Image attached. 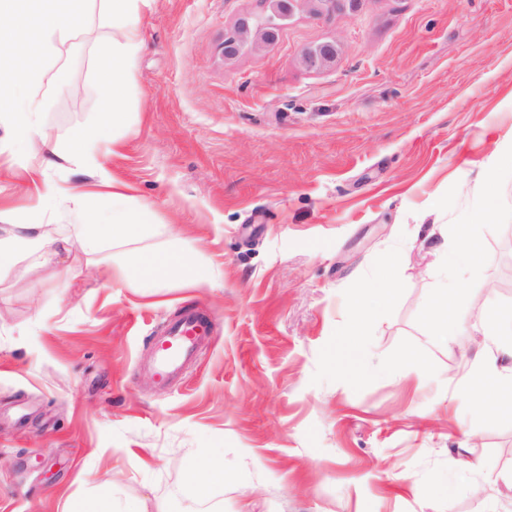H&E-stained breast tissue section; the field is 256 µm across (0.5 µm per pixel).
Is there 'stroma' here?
<instances>
[{"mask_svg": "<svg viewBox=\"0 0 512 512\" xmlns=\"http://www.w3.org/2000/svg\"><path fill=\"white\" fill-rule=\"evenodd\" d=\"M263 0H153L105 167L150 203L210 283L179 269L152 294L103 286L130 249L78 241L0 269V512H512V414L453 397L464 360L487 356V309L512 308V172L479 192L512 138V0H361L300 12L270 43L225 57ZM101 0L48 53L33 93L65 140L104 112L95 69L110 37ZM332 41L335 65L304 67ZM96 190L61 160L33 177L0 153V222L80 223L43 195ZM472 225L485 260L463 270V335L433 339L425 305L450 228ZM390 303L361 347L351 297L389 254ZM216 316L172 385L151 378L154 336L178 311ZM420 351L424 366L401 362ZM470 461L464 471L448 458ZM229 477L199 499L187 466ZM495 482H487V473ZM447 484L448 492L435 488ZM508 165L512 168V139L501 142L497 147L485 169L482 186L487 187L494 181L497 173Z\"/></svg>", "mask_w": 512, "mask_h": 512, "instance_id": "1", "label": "stroma"}]
</instances>
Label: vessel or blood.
I'll use <instances>...</instances> for the list:
<instances>
[{
  "instance_id": "obj_1",
  "label": "vessel or blood",
  "mask_w": 512,
  "mask_h": 512,
  "mask_svg": "<svg viewBox=\"0 0 512 512\" xmlns=\"http://www.w3.org/2000/svg\"><path fill=\"white\" fill-rule=\"evenodd\" d=\"M212 333L213 320L204 312H181L153 342L152 368L157 380L165 382L175 377Z\"/></svg>"
}]
</instances>
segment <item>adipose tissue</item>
<instances>
[{
	"mask_svg": "<svg viewBox=\"0 0 512 512\" xmlns=\"http://www.w3.org/2000/svg\"><path fill=\"white\" fill-rule=\"evenodd\" d=\"M87 0H0V124L6 125L11 138L0 141V150L20 147L18 162L28 167L30 158L42 165H53L59 153L98 178L105 198L112 201V217L102 220L91 205L88 191L73 188L67 201L83 214V223L74 225L66 236L48 225L12 224L0 232V266L23 252L38 251L50 256L66 249L71 238H78L91 254L101 250L105 241L127 242L158 233L151 209L140 205L139 220H132V196L128 187L105 168L97 151L99 143L111 141L120 146V136L129 126V115L123 110L125 89L131 78L135 56L143 48L141 20L152 0H102L107 19L112 24L111 38L97 49L98 75L107 92V110L99 121L73 128L64 141H52L43 133L42 104L30 87L41 83L44 71L40 55L47 46L65 45L80 27ZM184 257L178 252L133 253L130 266L117 265L104 271L106 281H121L135 273L136 284L144 291L158 287L174 270L182 268ZM398 266L396 256H387L375 274V285L356 289L351 301L356 311L345 331L350 344H359L369 317L370 299L386 303L392 298L391 283ZM460 283L456 276L444 277L428 304L429 323L435 336L447 339L465 330L458 308ZM470 387L476 409L512 408V365H497L492 360H477L467 366L462 376Z\"/></svg>",
	"mask_w": 512,
	"mask_h": 512,
	"instance_id": "1",
	"label": "adipose tissue"
}]
</instances>
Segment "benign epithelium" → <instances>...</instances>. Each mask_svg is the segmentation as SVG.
I'll use <instances>...</instances> for the list:
<instances>
[{
	"instance_id": "1",
	"label": "benign epithelium",
	"mask_w": 512,
	"mask_h": 512,
	"mask_svg": "<svg viewBox=\"0 0 512 512\" xmlns=\"http://www.w3.org/2000/svg\"><path fill=\"white\" fill-rule=\"evenodd\" d=\"M269 7L259 13L240 19L236 35L224 42V57L239 54L250 38L263 42L274 41L282 27L297 12L307 11L319 17L351 9L358 0H265ZM336 45L328 42L311 47L303 54L304 65L312 70L324 68L336 62Z\"/></svg>"
}]
</instances>
